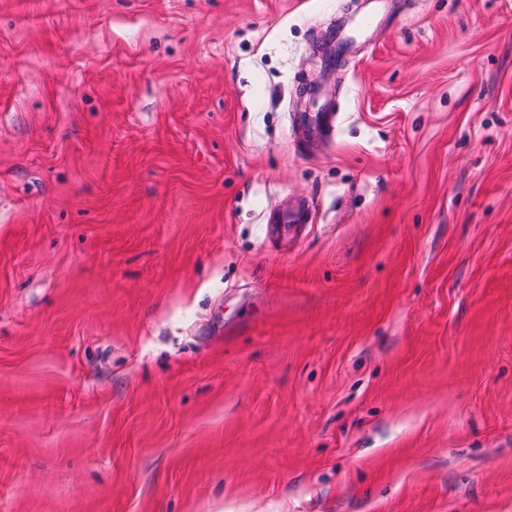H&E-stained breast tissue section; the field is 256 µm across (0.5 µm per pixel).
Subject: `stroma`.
<instances>
[{
  "label": "stroma",
  "mask_w": 512,
  "mask_h": 512,
  "mask_svg": "<svg viewBox=\"0 0 512 512\" xmlns=\"http://www.w3.org/2000/svg\"><path fill=\"white\" fill-rule=\"evenodd\" d=\"M0 512H512V0H0Z\"/></svg>",
  "instance_id": "obj_1"
}]
</instances>
